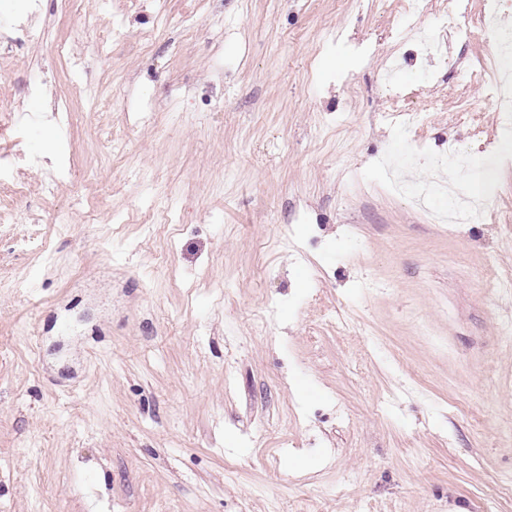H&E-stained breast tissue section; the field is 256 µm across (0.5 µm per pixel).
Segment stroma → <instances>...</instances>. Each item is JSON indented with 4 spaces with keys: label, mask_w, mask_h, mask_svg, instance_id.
<instances>
[{
    "label": "stroma",
    "mask_w": 512,
    "mask_h": 512,
    "mask_svg": "<svg viewBox=\"0 0 512 512\" xmlns=\"http://www.w3.org/2000/svg\"><path fill=\"white\" fill-rule=\"evenodd\" d=\"M41 9L0 100L79 114L31 129L0 223V512H512V299L483 277L512 274V140L456 74L483 32L443 66L369 0ZM452 141L493 164L443 173L497 194L484 223L396 189ZM387 70L390 71L391 77H387L384 72L383 79L384 84L389 90V97L391 101L390 112L396 118L400 126L415 127L420 123L421 115L418 110L407 107L401 103V100L405 99L407 93L405 87L400 83V62L397 59H393L389 64Z\"/></svg>",
    "instance_id": "1"
}]
</instances>
